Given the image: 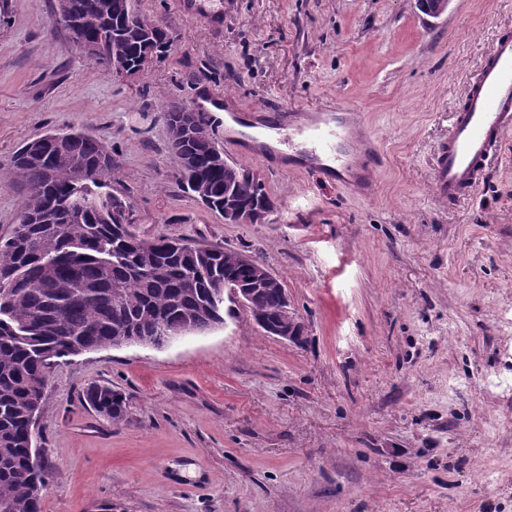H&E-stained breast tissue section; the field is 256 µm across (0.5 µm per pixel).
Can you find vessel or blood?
<instances>
[{
  "instance_id": "vessel-or-blood-1",
  "label": "vessel or blood",
  "mask_w": 512,
  "mask_h": 512,
  "mask_svg": "<svg viewBox=\"0 0 512 512\" xmlns=\"http://www.w3.org/2000/svg\"><path fill=\"white\" fill-rule=\"evenodd\" d=\"M274 128L280 139L291 130L309 138V169L344 183L354 182L360 190L371 188L367 172L350 175L342 157L354 137L357 119L354 110L341 117L316 116L294 124L287 108H280ZM512 133V38L499 37L473 75L462 105L454 112L451 129L443 141L434 168L435 193L442 199H456L473 191L496 160V146Z\"/></svg>"
}]
</instances>
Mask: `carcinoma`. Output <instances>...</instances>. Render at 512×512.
<instances>
[{
    "label": "carcinoma",
    "instance_id": "cac0c4a2",
    "mask_svg": "<svg viewBox=\"0 0 512 512\" xmlns=\"http://www.w3.org/2000/svg\"><path fill=\"white\" fill-rule=\"evenodd\" d=\"M73 20L82 24L91 55L112 59L120 49L133 65L150 54L165 55L173 43L169 29L140 37L123 31L128 17H141L133 0H71ZM168 133L186 116L197 137L185 152L195 162L196 185L181 184L193 200L224 215V164L212 159L216 144L207 112H192L172 102L162 110ZM27 146L13 156L0 180L22 181L27 194L18 223L22 236L0 239V283L8 285V300L0 302V507L7 512H41L32 485L44 482L45 470L29 468L31 394L45 398L56 360L69 355L120 344L129 336H158L161 328L177 329L187 320L198 331L213 327L206 311L211 292L224 287V278L246 282L251 269L237 263L230 249L192 245L182 240L170 252L158 250L152 239L127 243L122 224L112 223L97 199L83 197L79 214L58 207L70 193L75 174L70 158L83 160L92 182L109 187L112 161L99 159L111 151L85 133L70 136L66 155L48 153L26 159ZM265 288L249 310L255 319L274 318L280 308L282 281ZM103 393L108 401L97 412L112 419L124 416L125 404L114 390L93 385L83 394L88 404Z\"/></svg>",
    "mask_w": 512,
    "mask_h": 512
}]
</instances>
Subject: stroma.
I'll list each match as a JSON object with an SVG mask.
<instances>
[{
    "instance_id": "stroma-1",
    "label": "stroma",
    "mask_w": 512,
    "mask_h": 512,
    "mask_svg": "<svg viewBox=\"0 0 512 512\" xmlns=\"http://www.w3.org/2000/svg\"><path fill=\"white\" fill-rule=\"evenodd\" d=\"M172 29L132 77L107 73L56 24V0L0 21V164L27 140L82 131L112 150L111 186L138 233L252 256L282 281L304 343L248 308L156 349L103 347L53 368L37 447L42 512H512V134L471 197L434 194L433 157L512 0H134ZM205 93L308 119L352 104L381 154L363 194L251 158L275 205L228 224L176 183L165 103ZM93 384L122 392L115 422ZM116 391L106 386L93 385L90 386L83 394V399L98 413L112 419L119 420L124 416L125 404L121 400H114L112 394ZM106 394L108 397L107 403L104 405V410L98 408L94 403V398L99 394Z\"/></svg>"
}]
</instances>
